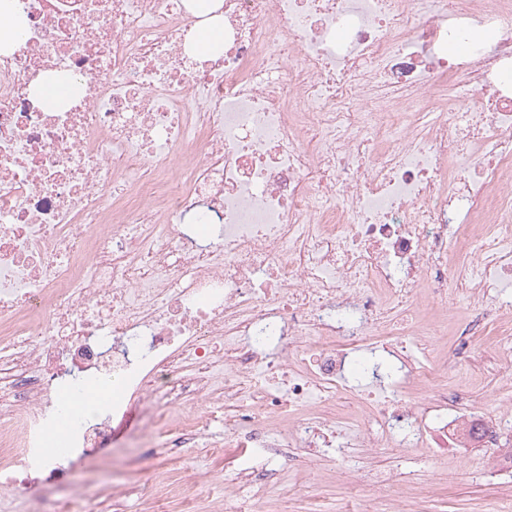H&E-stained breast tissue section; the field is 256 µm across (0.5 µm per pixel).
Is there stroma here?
Returning a JSON list of instances; mask_svg holds the SVG:
<instances>
[{
	"label": "stroma",
	"instance_id": "35a3bbf8",
	"mask_svg": "<svg viewBox=\"0 0 512 512\" xmlns=\"http://www.w3.org/2000/svg\"><path fill=\"white\" fill-rule=\"evenodd\" d=\"M473 352L485 356L483 367L463 363L458 378L466 390L481 398L487 416L512 409V385L498 374L489 356L512 348L495 334L475 337ZM112 446L97 458L52 476L54 494H84L88 512H224V496L251 489L235 486L236 458L215 457L199 469L200 484L172 491L170 478L183 474L193 448L172 446L157 453L140 448L142 422L136 415L114 419ZM487 451L468 449L459 455L437 448H356L346 464L324 458L287 461L282 482L269 484L268 512H360L361 500L349 498L348 484L359 479L360 466L393 472L399 479L397 498L389 500V512H407L418 485L431 486L424 498V512H512V500L500 490L501 478L484 465Z\"/></svg>",
	"mask_w": 512,
	"mask_h": 512
}]
</instances>
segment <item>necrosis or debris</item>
<instances>
[{
    "mask_svg": "<svg viewBox=\"0 0 512 512\" xmlns=\"http://www.w3.org/2000/svg\"><path fill=\"white\" fill-rule=\"evenodd\" d=\"M0 53V493L94 457L115 418L204 405L184 444L500 448L448 389L512 335V0H22ZM490 39L475 42L474 29ZM69 74L83 95L42 108ZM468 303L449 348L440 316ZM103 414L56 421L89 379ZM223 406L205 405L212 391ZM201 3L200 16V29L194 38V52L199 56H207L212 54L216 47L222 41L223 50V16L222 15H209L217 11L221 5V0H199ZM473 356H484L488 359L490 355L497 357L500 353L507 352L511 347L507 340H497L495 330L491 329L487 336H475L473 343Z\"/></svg>",
    "mask_w": 512,
    "mask_h": 512,
    "instance_id": "1",
    "label": "necrosis or debris"
}]
</instances>
